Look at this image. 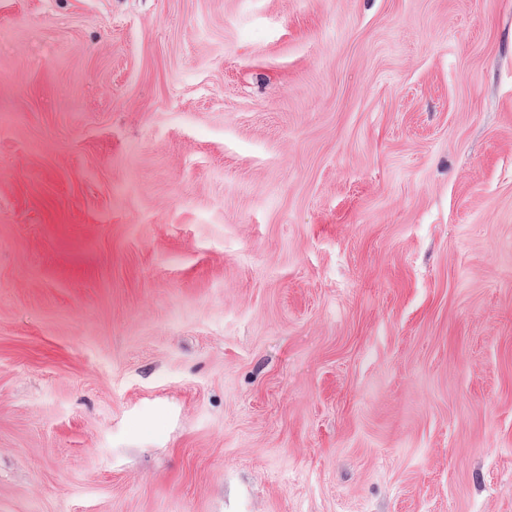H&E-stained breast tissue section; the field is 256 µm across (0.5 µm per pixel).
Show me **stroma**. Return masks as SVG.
<instances>
[{
	"label": "stroma",
	"instance_id": "35a3bbf8",
	"mask_svg": "<svg viewBox=\"0 0 512 512\" xmlns=\"http://www.w3.org/2000/svg\"><path fill=\"white\" fill-rule=\"evenodd\" d=\"M0 512H512V0H0Z\"/></svg>",
	"mask_w": 512,
	"mask_h": 512
}]
</instances>
